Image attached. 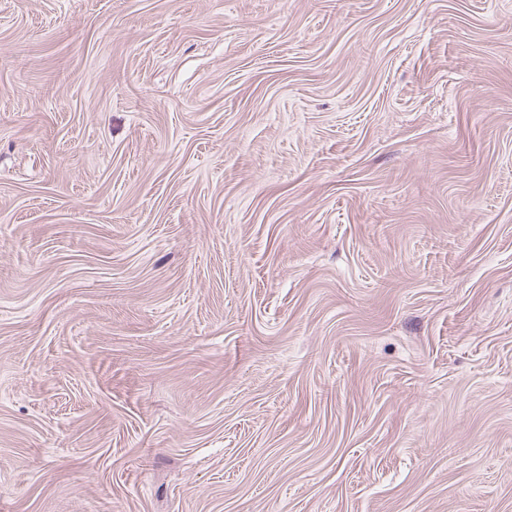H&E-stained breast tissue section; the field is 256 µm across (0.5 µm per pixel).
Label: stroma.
<instances>
[{
    "instance_id": "35a3bbf8",
    "label": "stroma",
    "mask_w": 512,
    "mask_h": 512,
    "mask_svg": "<svg viewBox=\"0 0 512 512\" xmlns=\"http://www.w3.org/2000/svg\"><path fill=\"white\" fill-rule=\"evenodd\" d=\"M0 512H512V0H0Z\"/></svg>"
}]
</instances>
